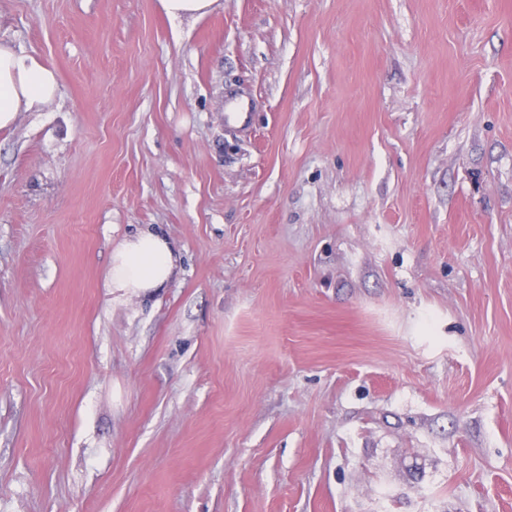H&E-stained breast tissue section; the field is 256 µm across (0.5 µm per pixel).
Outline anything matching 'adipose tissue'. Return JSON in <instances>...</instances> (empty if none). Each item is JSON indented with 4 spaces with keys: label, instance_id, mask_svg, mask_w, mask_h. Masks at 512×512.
Instances as JSON below:
<instances>
[{
    "label": "adipose tissue",
    "instance_id": "ef3b65f1",
    "mask_svg": "<svg viewBox=\"0 0 512 512\" xmlns=\"http://www.w3.org/2000/svg\"><path fill=\"white\" fill-rule=\"evenodd\" d=\"M58 91L53 65L0 41V130L11 127L18 113L42 111ZM174 268L170 240L152 230H142L124 238L113 250L108 285L134 294H150L167 287Z\"/></svg>",
    "mask_w": 512,
    "mask_h": 512
}]
</instances>
